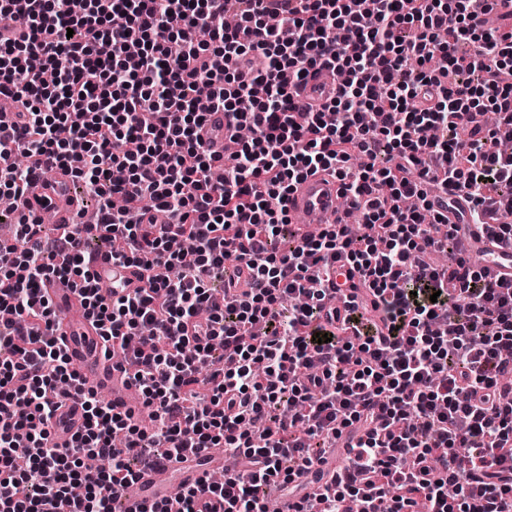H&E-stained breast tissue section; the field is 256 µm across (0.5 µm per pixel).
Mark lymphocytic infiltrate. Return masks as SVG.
Instances as JSON below:
<instances>
[{"label":"lymphocytic infiltrate","instance_id":"obj_1","mask_svg":"<svg viewBox=\"0 0 512 512\" xmlns=\"http://www.w3.org/2000/svg\"><path fill=\"white\" fill-rule=\"evenodd\" d=\"M505 0H0V512H115L141 468L186 449L244 460L141 512H267L336 442L348 465L321 512H512V283L465 264L466 223L512 247V26ZM238 19L223 27L225 15ZM470 45L457 54L456 44ZM252 77L244 81L241 69ZM343 73L320 108L299 88ZM232 113L223 182L197 134ZM97 201L47 235L27 185L46 161ZM333 170L360 232L318 235L288 198ZM121 239L146 286L107 301L77 238ZM252 278L236 292L228 272ZM345 264L364 296L334 319ZM78 290L133 368L151 424L84 389L41 292ZM328 342H319V335ZM84 408L50 442L62 401ZM62 415L66 420V425L54 423L51 427L52 438L59 445L69 443L72 435L81 425L82 419L79 401H67L62 409Z\"/></svg>","mask_w":512,"mask_h":512}]
</instances>
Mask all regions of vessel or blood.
Here are the masks:
<instances>
[{"label": "vessel or blood", "instance_id": "obj_1", "mask_svg": "<svg viewBox=\"0 0 512 512\" xmlns=\"http://www.w3.org/2000/svg\"><path fill=\"white\" fill-rule=\"evenodd\" d=\"M336 91V83L329 71H321L309 80L301 92L304 101L318 105ZM235 135V123L231 115L221 112L210 113L199 136L205 147L214 154H225ZM71 181L68 170L53 168L45 177L30 183L26 198L31 204L50 200V210L56 223H71L75 204H72L63 188ZM349 208L348 202L341 196L339 184L330 171L320 170L308 175L288 201L291 223L335 224L344 220ZM470 252L478 254L482 266L495 280L512 282V249L502 246L491 238L484 226L477 225L468 241ZM90 266L96 275V286L106 297L119 298L143 287L144 280L139 267L121 265L113 262L108 252L102 251L94 256ZM42 292L53 303L58 319L55 334L62 340V346L73 365L76 366L85 389L107 394L113 403L130 408L127 398V386L131 371L129 367L116 359L105 357L103 338L98 325L88 318L80 296L56 279H48L42 286ZM64 424L51 427L53 440L61 445L70 442L72 435L81 425V407L79 401H67L62 409ZM224 468V451L213 448L202 456L194 449L184 451L180 462L172 464L162 462L143 469L127 490L124 500L126 512H139L144 499H161L168 495V484L173 473H180L186 484H197L204 474L217 472ZM336 473L335 456L316 464L313 472L307 473L303 483L308 493H315L320 478H332Z\"/></svg>", "mask_w": 512, "mask_h": 512}]
</instances>
